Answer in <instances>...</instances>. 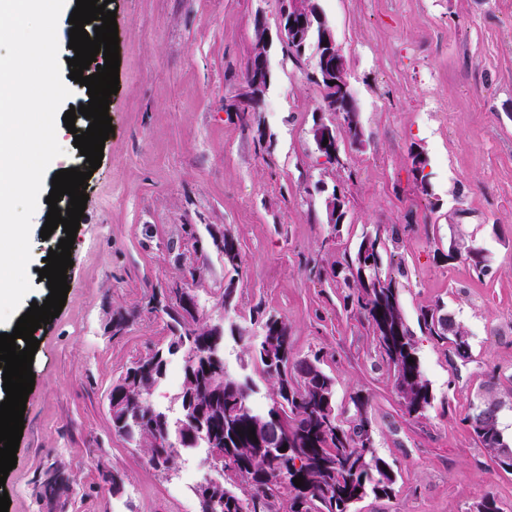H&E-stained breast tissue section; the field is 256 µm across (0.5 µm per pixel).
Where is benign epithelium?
<instances>
[{"label":"benign epithelium","instance_id":"obj_1","mask_svg":"<svg viewBox=\"0 0 512 512\" xmlns=\"http://www.w3.org/2000/svg\"><path fill=\"white\" fill-rule=\"evenodd\" d=\"M300 52H305L308 43H314L316 55L311 71V79L323 90V104L320 112L334 117H345L344 125L352 130L359 129L350 82L347 62L341 47L336 42V34L321 12L318 0H281L280 19L276 34H271L265 21L256 23L255 48L248 61L242 85L235 96V105L254 109L263 101L272 73L268 54L273 38ZM316 147L331 161L341 162L340 141L336 135V125H329L317 118L311 129ZM327 145H322L323 141ZM175 299L181 304L179 310L193 312L198 301L195 295L180 286L171 288ZM48 484L55 501H67L73 490V480L58 470H50Z\"/></svg>","mask_w":512,"mask_h":512}]
</instances>
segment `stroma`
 Wrapping results in <instances>:
<instances>
[{
	"label": "stroma",
	"mask_w": 512,
	"mask_h": 512,
	"mask_svg": "<svg viewBox=\"0 0 512 512\" xmlns=\"http://www.w3.org/2000/svg\"><path fill=\"white\" fill-rule=\"evenodd\" d=\"M342 48L362 131L340 133L341 164L325 163L311 127L322 92L311 58L270 51L271 84L240 121L233 99L255 43V21L275 26L280 0H109L119 38V91L102 165L90 170L66 135L68 167L90 172L89 199L71 251L59 315L35 333L9 512H47L48 466L70 473L63 512H199L195 487L213 477L205 451L180 455L170 477L112 428L107 395L130 364L170 339L158 293L180 285L199 300L198 321L244 325L263 304L288 325L293 355L323 352L336 410L353 418L363 398L379 456L397 481L390 497L356 512H476L493 494L512 512V473L494 464L464 423L492 374L500 427L512 431V0H319ZM423 152L426 183L412 172ZM328 188L347 216L327 224ZM381 230L408 320L444 301L471 356L415 333L433 401L409 415L367 324L343 305L332 268L363 231ZM235 237L240 272L225 270L213 233ZM202 251H195L194 242ZM481 251L476 277L443 263L449 244ZM196 254L195 267L181 257ZM229 307L217 298L225 287ZM123 329H115L117 320ZM122 479L108 490L101 470Z\"/></svg>",
	"instance_id": "obj_1"
}]
</instances>
